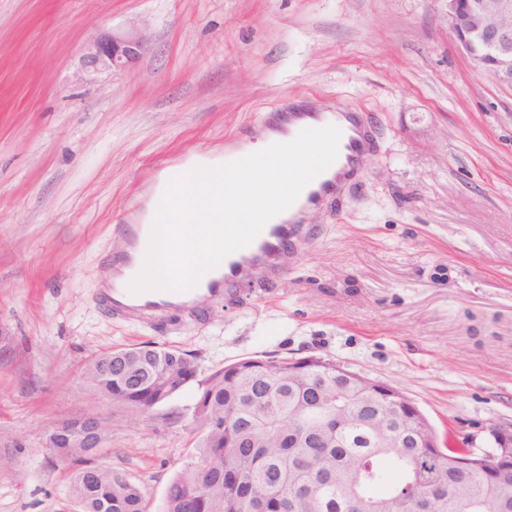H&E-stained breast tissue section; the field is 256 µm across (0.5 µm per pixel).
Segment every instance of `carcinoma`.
<instances>
[{"mask_svg": "<svg viewBox=\"0 0 512 512\" xmlns=\"http://www.w3.org/2000/svg\"><path fill=\"white\" fill-rule=\"evenodd\" d=\"M244 359L199 381L196 458L169 484L163 512H512V462L495 469L461 463L464 448L417 445L415 416L390 412L386 438L371 430L366 387L336 363ZM87 383L114 403L148 411L197 378L186 353L130 347L104 352ZM70 473L77 512H147L141 486L95 462V448H54Z\"/></svg>", "mask_w": 512, "mask_h": 512, "instance_id": "carcinoma-1", "label": "carcinoma"}]
</instances>
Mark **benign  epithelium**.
<instances>
[{
	"label": "benign epithelium",
	"instance_id": "7a95c632",
	"mask_svg": "<svg viewBox=\"0 0 512 512\" xmlns=\"http://www.w3.org/2000/svg\"><path fill=\"white\" fill-rule=\"evenodd\" d=\"M448 21L456 43L473 65L474 71L490 74L499 82L512 86V0H447ZM147 48L144 33L136 28L102 32L89 41L81 59V71L88 80L105 71L119 72L136 65ZM376 395H385L388 403L400 410L410 405L398 389L378 381L365 379ZM88 448H98L103 429L96 420L76 424ZM492 439L501 441L492 451L466 457L478 459L494 468L512 460V425H496L489 429ZM70 429L63 425L54 428L46 437L45 447L65 448Z\"/></svg>",
	"mask_w": 512,
	"mask_h": 512
}]
</instances>
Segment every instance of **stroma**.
Returning a JSON list of instances; mask_svg holds the SVG:
<instances>
[{"mask_svg":"<svg viewBox=\"0 0 512 512\" xmlns=\"http://www.w3.org/2000/svg\"><path fill=\"white\" fill-rule=\"evenodd\" d=\"M148 50L90 82L97 32ZM364 109L378 148L341 216L317 209L273 288L203 319L112 318L101 286L161 164L221 150L293 100ZM331 360L399 389L475 452L512 423V86L475 73L446 0H0V512H75L45 439L97 417L99 465L161 512L200 432L190 384L153 410L88 386L94 356Z\"/></svg>","mask_w":512,"mask_h":512,"instance_id":"35a3bbf8","label":"stroma"}]
</instances>
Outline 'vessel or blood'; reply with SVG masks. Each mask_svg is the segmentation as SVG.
<instances>
[{"label":"vessel or blood","instance_id":"b4317fda","mask_svg":"<svg viewBox=\"0 0 512 512\" xmlns=\"http://www.w3.org/2000/svg\"><path fill=\"white\" fill-rule=\"evenodd\" d=\"M258 121L286 142L306 128L337 126L342 132L338 156L302 190L290 208L266 224L248 247L224 259L205 290L206 295L216 301L233 295L241 283L249 282L262 288L292 269L312 241V230L304 222L306 214L342 201L364 169L373 148L372 129L357 112H262ZM112 267V289L105 302L113 316L155 323L173 310L194 313L196 290L133 294L127 286L128 271L132 267L130 256L124 254L115 258Z\"/></svg>","mask_w":512,"mask_h":512}]
</instances>
